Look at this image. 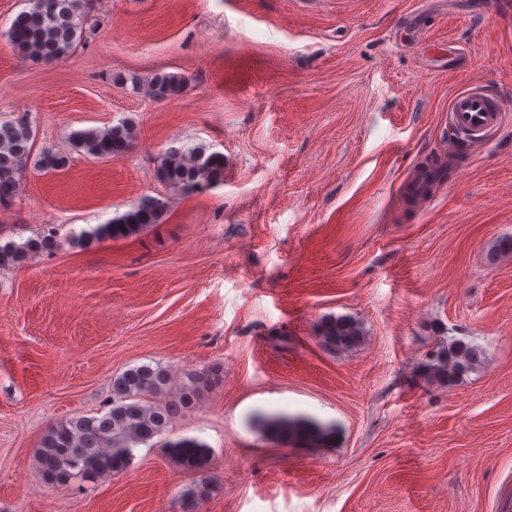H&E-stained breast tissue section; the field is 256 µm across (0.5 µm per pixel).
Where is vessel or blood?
Masks as SVG:
<instances>
[{"mask_svg": "<svg viewBox=\"0 0 512 512\" xmlns=\"http://www.w3.org/2000/svg\"><path fill=\"white\" fill-rule=\"evenodd\" d=\"M451 132L435 147L428 165L414 170L408 179L413 191V206H422L438 183L439 170L445 169L449 156L454 155L462 139L484 136L499 128L502 122V102L493 93L468 89L457 93L448 106Z\"/></svg>", "mask_w": 512, "mask_h": 512, "instance_id": "1", "label": "vessel or blood"}]
</instances>
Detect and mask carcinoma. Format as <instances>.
<instances>
[{
    "label": "carcinoma",
    "mask_w": 512,
    "mask_h": 512,
    "mask_svg": "<svg viewBox=\"0 0 512 512\" xmlns=\"http://www.w3.org/2000/svg\"><path fill=\"white\" fill-rule=\"evenodd\" d=\"M83 0H34L20 12L7 32L16 54L26 60L52 63L68 57L81 42ZM119 82L134 90H147L155 100L177 95V75L157 72L144 82L137 74L123 75ZM138 130L126 119L111 127L75 130L70 135L72 150L93 159L118 158L133 148ZM35 133L29 113L19 116L0 113V205L18 194L23 172L30 161L45 172L68 167L70 156L44 148L34 153ZM158 179L184 194L201 193L224 180V156L204 146L171 149L157 166ZM166 205L145 198L133 209L69 239L74 247H89L105 239L126 238L164 218ZM51 229L22 243H0V268L19 265L33 256H50L63 246ZM320 336L333 348H346L360 340L358 325L346 317H334L323 325ZM479 357L476 346L461 340L448 342L427 354L421 370L429 379L446 385L466 374ZM216 369L184 370L176 396L168 398L172 376L159 364L131 367L114 378L112 403L105 412L76 416L50 426L37 449V460L46 481L67 485L74 480L91 481L125 472L133 450L153 445L173 418L191 411L218 381Z\"/></svg>",
    "instance_id": "1"
}]
</instances>
